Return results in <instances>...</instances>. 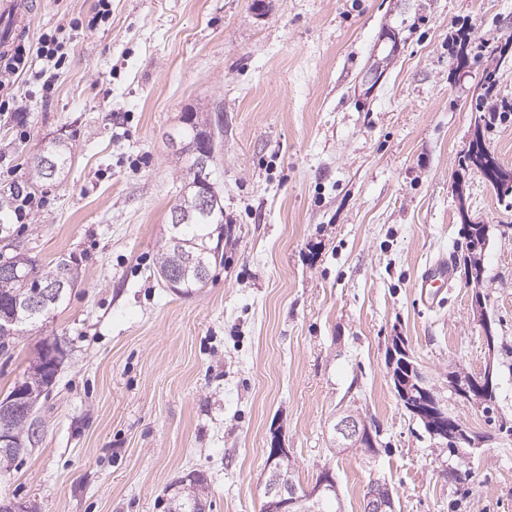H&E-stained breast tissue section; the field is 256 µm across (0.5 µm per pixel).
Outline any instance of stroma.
Masks as SVG:
<instances>
[{"mask_svg":"<svg viewBox=\"0 0 512 512\" xmlns=\"http://www.w3.org/2000/svg\"><path fill=\"white\" fill-rule=\"evenodd\" d=\"M37 0L21 36L61 30L66 58L13 89L0 116V190L24 184L51 139L72 146L63 183L5 238L47 263L78 258L81 278L43 326L0 353V396L43 340L68 357L39 408V444L0 475V501L38 512H168L173 486L204 475L208 512H261L272 436L302 484L336 475L342 512H363L375 479L396 512H512V201L461 171L492 46L512 36V0ZM471 35L451 74V36ZM400 47L381 80L364 76ZM208 121L213 179L230 239L201 290L155 276L188 162L166 134L184 113ZM462 181L473 222L489 225L480 288L467 287ZM444 302L415 288L440 258ZM498 338L492 412L448 389L483 373L479 315ZM403 337L448 411L484 443L467 478L397 402L388 350ZM379 430L375 453H335L338 409Z\"/></svg>","mask_w":512,"mask_h":512,"instance_id":"35a3bbf8","label":"stroma"}]
</instances>
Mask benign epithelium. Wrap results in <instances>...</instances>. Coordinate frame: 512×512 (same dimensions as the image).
Listing matches in <instances>:
<instances>
[{"mask_svg": "<svg viewBox=\"0 0 512 512\" xmlns=\"http://www.w3.org/2000/svg\"><path fill=\"white\" fill-rule=\"evenodd\" d=\"M211 160L212 155L199 152L186 183V187L196 189L191 208L199 212H208L221 203L220 196L211 182ZM189 209L182 204L177 205L171 212L170 223H186L189 218ZM223 240L224 231L220 229L217 230V235H209V240H204L200 244L187 243L175 236L172 237L173 243L185 252L186 266L194 268L199 275L206 271L203 255L216 253L221 249ZM58 294V283L39 284L25 298L21 308L26 312L46 315L50 312V304L55 302ZM66 357L67 349L61 342H45L43 358L39 362L40 376L43 377L42 386L36 390L28 384H18L7 404L18 411H33L44 393L52 388ZM409 368L414 370L416 379L415 388L409 393L410 410L415 412L419 406L430 410V415L435 420V424L431 426V437L437 440L439 447H444L450 439L457 442L465 441L476 448L480 447L481 443L471 439L456 419H448V414L444 412L443 400L435 394L421 369L412 362L409 363ZM448 387L471 402L476 401V398L471 395L474 389L478 391L479 397L488 398L495 389L492 365H487L478 380L468 381L462 373L453 375L448 378ZM333 430L336 434V451L339 453L352 449L374 448L377 445L374 428L357 410L348 408L341 411L336 417ZM288 458V449L280 445L267 457L262 479L264 498L262 512H305L306 503L321 498L326 490H337L336 477L331 472L309 487L297 484ZM181 491L194 499L197 512H207L208 487L204 477L193 474L190 483L183 484ZM366 508L368 512H392L394 499L390 487L381 481H372Z\"/></svg>", "mask_w": 512, "mask_h": 512, "instance_id": "obj_1", "label": "benign epithelium"}]
</instances>
